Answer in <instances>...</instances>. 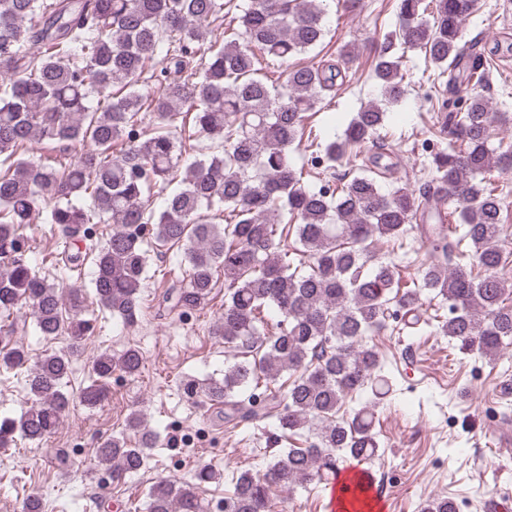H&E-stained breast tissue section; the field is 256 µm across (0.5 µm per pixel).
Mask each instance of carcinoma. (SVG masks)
<instances>
[{
    "mask_svg": "<svg viewBox=\"0 0 512 512\" xmlns=\"http://www.w3.org/2000/svg\"><path fill=\"white\" fill-rule=\"evenodd\" d=\"M322 2L0 0V315L26 305L40 335L70 339L32 366L21 346L0 351L1 367H28L31 399L19 417L0 420V448L58 429L70 406L63 382L92 332L84 290L40 276L29 260L21 227L41 204L68 244L61 270L93 256V298L114 318L130 322L140 311L150 242L180 247L185 266V283L159 295L160 311L200 308L224 276V312L212 334L233 361L221 379L185 376L183 393L224 403L226 420L274 417L282 436L311 441L275 457L261 475L240 471L220 512H273L277 493L326 484L346 459L375 456V411L390 385L370 336L399 312L419 322L423 295L448 304L437 328L462 352L493 361L512 349L503 199L491 181L474 183L493 167L512 169V148L496 155L489 148L508 117L475 90L489 69L476 42L464 40L476 0L398 2L399 43L423 50L436 79H446L440 132L460 148L429 154L435 177L424 187L388 194L378 178L393 174L395 163L379 105L360 107L326 146L307 129L309 113L347 78L352 51L290 69L283 83L261 72L321 43ZM234 9L241 32L221 42L216 23ZM372 73L386 101L404 98L402 57L384 49ZM143 112L152 113V133ZM302 141L312 160L330 167L364 159L363 174L308 189L290 160ZM34 143L59 154L25 158ZM155 191L165 195L159 212L149 203ZM414 222L427 227L414 280L402 281L390 261L365 269L367 241L400 248ZM99 224L112 231L98 246ZM291 231L308 262L304 273L281 255ZM268 307L281 315L272 334ZM142 363L135 347L92 357L81 403L97 407L115 371L136 376ZM284 372L288 382L280 384ZM362 392L371 401L347 408V396ZM125 428L137 439L114 435L95 448L114 481L143 469L157 442L139 410ZM221 477L200 466L188 480L161 479L148 489L147 512H206L198 491Z\"/></svg>",
    "mask_w": 512,
    "mask_h": 512,
    "instance_id": "obj_1",
    "label": "carcinoma"
}]
</instances>
